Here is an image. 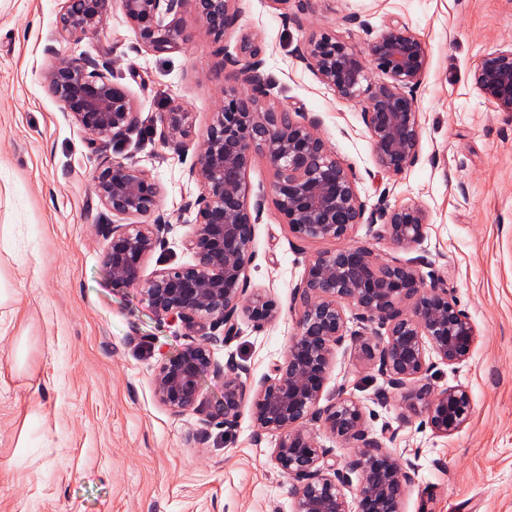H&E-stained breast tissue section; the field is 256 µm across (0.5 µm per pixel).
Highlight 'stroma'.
I'll return each instance as SVG.
<instances>
[{"instance_id":"stroma-1","label":"stroma","mask_w":512,"mask_h":512,"mask_svg":"<svg viewBox=\"0 0 512 512\" xmlns=\"http://www.w3.org/2000/svg\"><path fill=\"white\" fill-rule=\"evenodd\" d=\"M63 5L0 0V512H292L291 483L270 461L275 438L259 434L250 413L228 430L223 419L176 414L155 398L158 361L188 339L138 289L112 285L100 227L117 218L91 183L104 151L149 171L162 202L143 221L170 230L145 270L190 263L181 240L201 187L189 169L233 81L222 56L237 54L246 36L263 49L269 103L318 119L368 208L416 201L430 213L420 245L397 246L380 223L356 227L351 242L386 260L426 257L480 333L467 362L429 373L435 386L460 384L471 394L469 420L451 436L435 435L421 415L401 422L400 396L377 402L383 378L344 349L325 395L360 398L374 435L396 430L389 450L418 467L403 512H512V112L469 79L483 55L512 44V0H235L223 44L188 9L186 44L164 54L138 43L119 0L95 32L61 37ZM354 14L366 28L348 23ZM396 20L426 43L430 60L415 92L419 158L390 177L377 171L361 105L337 98L295 49L332 31L363 51ZM56 53L109 57L113 82L139 111L130 143L92 145L62 111L42 78ZM173 103L194 123L180 152L160 140L158 116ZM336 247L294 239L265 205L248 281L280 314L261 327L241 321L230 345L213 346L215 361L232 352L252 381L269 375L295 331L292 292L306 261Z\"/></svg>"}]
</instances>
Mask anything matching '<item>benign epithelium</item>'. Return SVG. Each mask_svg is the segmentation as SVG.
Returning <instances> with one entry per match:
<instances>
[{
    "label": "benign epithelium",
    "instance_id": "1",
    "mask_svg": "<svg viewBox=\"0 0 512 512\" xmlns=\"http://www.w3.org/2000/svg\"><path fill=\"white\" fill-rule=\"evenodd\" d=\"M235 0H121L140 45L154 53L181 47L187 37L180 22L192 8L216 42L236 17ZM108 0H65L58 18L61 35L80 39L102 24ZM297 56L323 84L345 101L363 106L375 163L387 176H400L417 161L422 137L414 92L429 65L425 42L397 21L370 40L367 53L323 33L297 48ZM236 83L202 136L190 176L202 188L192 203L195 224L182 239L193 262L145 274L146 259L160 246L167 224H135L155 212L161 188L145 170L124 157L104 155L91 181L101 204L125 224H104V254L112 285L135 287L157 315L180 322L193 338L178 356L162 357L152 386L158 401L175 413L193 411L224 418L234 429L249 407L259 431L277 437L270 461L292 481L293 512H403L417 467L400 463L366 427L363 403L344 391L324 397L336 350L346 346L359 363L377 369L388 391L402 395L401 421L421 414L433 433L450 436L470 416L471 397L462 385L436 388L428 377L434 361L466 362L478 330L459 308L445 279L425 278V258L386 261L370 247L349 244L318 252L305 264L290 309L296 330L283 359L258 384L249 367L228 355L215 362L211 344L236 336L241 318L262 326L280 308L264 290H248L253 259V213L270 200L288 234L302 241L345 240L360 224H384L398 246L424 239L430 214L411 202L391 210L367 209L352 167L341 162L318 133L314 118L297 120L267 104L270 77L261 46L245 39L237 55H223ZM52 95L72 122L87 134L123 143L137 129L138 112L127 92L112 83V61L86 55H56L43 72ZM474 88L504 112H512V46L481 58L471 70ZM164 145L181 149L192 133V113L172 104L160 115ZM272 171L266 195L250 203L245 182L254 156ZM354 311L347 318L345 308ZM355 322V328L348 321ZM222 334H217V331ZM222 379L224 398L211 408L201 397L200 377ZM353 448L344 458L319 444L314 426ZM358 484H353V480ZM354 490L353 501L347 491Z\"/></svg>",
    "mask_w": 512,
    "mask_h": 512
}]
</instances>
